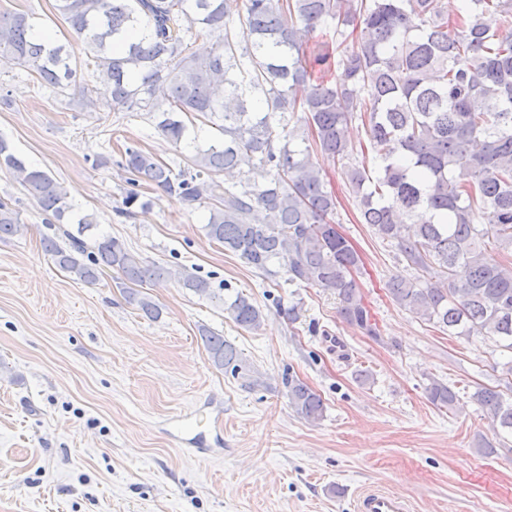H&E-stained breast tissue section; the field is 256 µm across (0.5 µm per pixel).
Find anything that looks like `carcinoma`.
<instances>
[{
  "mask_svg": "<svg viewBox=\"0 0 512 512\" xmlns=\"http://www.w3.org/2000/svg\"><path fill=\"white\" fill-rule=\"evenodd\" d=\"M236 2L56 0L73 48L34 39L28 14L3 12L0 66L23 69L59 95L77 86L91 109L157 112L158 130L177 145L190 134L187 118L212 124L221 117L223 140L195 146L177 173L126 148L119 165L129 183L152 182L188 211L215 201L204 225L211 240L265 272L284 261L290 281L335 294L340 317L376 338L353 276L362 259L336 229L337 198L312 153L343 161L360 223L395 242L409 264L447 281L423 288L394 277L393 301L450 336H493L512 354V267L483 242L491 234L498 248L512 249V0H462L452 20L440 0H242L238 27L229 15ZM328 24L340 37L336 48L308 44L306 35ZM196 27L219 34L212 53L189 52L184 34ZM137 28L148 35L127 41ZM77 48L95 54L80 86ZM326 70L336 71L334 80L318 77ZM488 98L498 101L496 111L483 108ZM295 112L306 114L304 127H288ZM354 119L368 127L371 170L346 162ZM257 163L269 167L261 184L244 177ZM2 167L53 229L42 239L45 255L77 280L94 284L103 269L115 270L133 285L129 302L151 318L159 308L138 288L174 276L200 296L221 298L207 279L145 264L117 238L87 242L95 218L0 137ZM21 231L17 211L0 199V239ZM223 303L237 325L261 327L264 315L248 296ZM199 332L215 367L242 371L232 343L207 327ZM285 385L298 414L322 418L317 393L298 379ZM426 394L439 408H456V393L443 382L431 381ZM474 399L494 426L512 432L511 400L488 387Z\"/></svg>",
  "mask_w": 512,
  "mask_h": 512,
  "instance_id": "cac0c4a2",
  "label": "carcinoma"
}]
</instances>
